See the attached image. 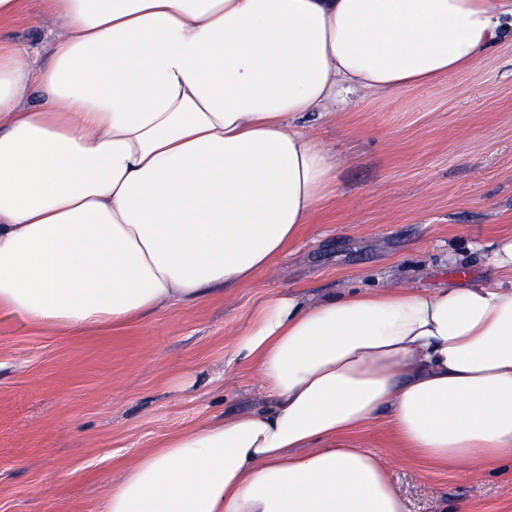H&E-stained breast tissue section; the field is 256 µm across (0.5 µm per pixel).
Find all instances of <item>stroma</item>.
<instances>
[{
  "mask_svg": "<svg viewBox=\"0 0 512 512\" xmlns=\"http://www.w3.org/2000/svg\"><path fill=\"white\" fill-rule=\"evenodd\" d=\"M53 27L28 9L0 35L38 48ZM302 124L339 157L336 190L272 274L75 336L0 319V512H102L113 473L167 436L260 407L257 375L243 367L225 383L224 356L270 295L493 277L485 256L512 239L511 38L467 71L358 89L335 118ZM359 438L408 512H512L511 461L425 464L383 417Z\"/></svg>",
  "mask_w": 512,
  "mask_h": 512,
  "instance_id": "obj_1",
  "label": "stroma"
}]
</instances>
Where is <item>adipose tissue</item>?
<instances>
[{
  "mask_svg": "<svg viewBox=\"0 0 512 512\" xmlns=\"http://www.w3.org/2000/svg\"><path fill=\"white\" fill-rule=\"evenodd\" d=\"M0 317L61 335L272 270L336 182L301 127L344 92L432 84L512 28V0H0ZM263 408L123 467L105 512H407L353 440L386 416L438 466L512 458V281L275 294L226 368ZM53 28L54 24L50 19L36 15L32 8L27 7L14 22L1 28L0 33L1 36L9 37L19 43L41 48Z\"/></svg>",
  "mask_w": 512,
  "mask_h": 512,
  "instance_id": "ef3b65f1",
  "label": "adipose tissue"
}]
</instances>
